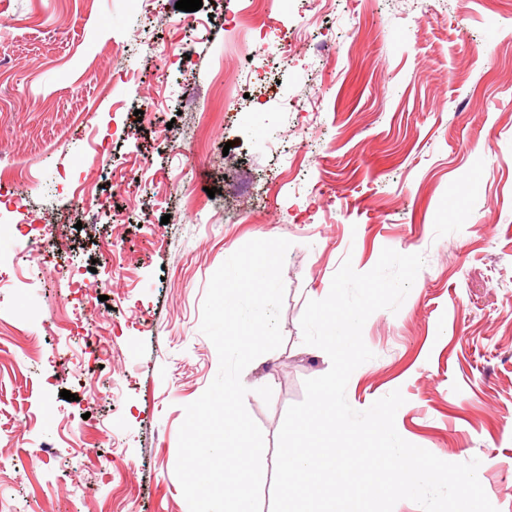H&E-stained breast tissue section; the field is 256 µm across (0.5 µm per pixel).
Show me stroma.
<instances>
[{
	"mask_svg": "<svg viewBox=\"0 0 512 512\" xmlns=\"http://www.w3.org/2000/svg\"><path fill=\"white\" fill-rule=\"evenodd\" d=\"M176 2L0 0V512H189L178 432L219 369L204 296L276 237L283 343L242 373L261 512L286 410L331 367L302 342L306 303L386 247L425 264L367 319L347 401L400 390V436L478 459L512 512V0H281L251 60L238 0Z\"/></svg>",
	"mask_w": 512,
	"mask_h": 512,
	"instance_id": "35a3bbf8",
	"label": "stroma"
}]
</instances>
